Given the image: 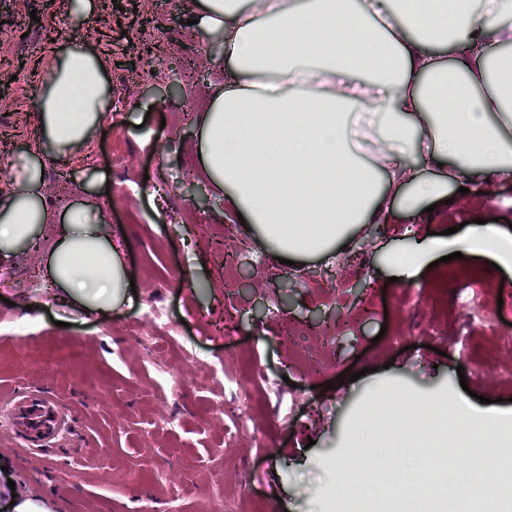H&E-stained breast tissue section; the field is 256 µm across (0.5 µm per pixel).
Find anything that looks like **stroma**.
<instances>
[{
  "instance_id": "stroma-1",
  "label": "stroma",
  "mask_w": 512,
  "mask_h": 512,
  "mask_svg": "<svg viewBox=\"0 0 512 512\" xmlns=\"http://www.w3.org/2000/svg\"><path fill=\"white\" fill-rule=\"evenodd\" d=\"M87 2L81 10L74 0H0V193L25 162L40 164L47 210L36 245L0 263L9 276L0 285V396L21 384L50 392L78 424L59 447L0 455V490L14 486L18 501L47 512H165L172 502L210 512L216 494L224 512H326L323 493L343 494L336 471L374 393L457 404L448 472L466 470L479 435L495 480L497 436L512 433V273L467 253L397 280L391 260L429 230L477 219L507 228L512 180H450L448 203L417 216L390 184L385 223L355 225L345 248L305 257L302 267L279 263L201 168L198 121L227 67L222 45L190 23L195 0H141L154 19L144 29L123 28L101 0ZM76 40L101 55L113 95L130 105L103 113L81 156L64 162L43 149L35 103L56 54ZM146 43L160 57L135 74L118 67ZM32 58L39 74L22 66ZM81 202L102 209L135 283L107 311L57 304L42 273L62 213ZM360 252L364 274L352 263ZM474 269L497 293L462 280ZM228 314L239 331L226 339L215 327ZM17 321L27 335H7ZM288 323L324 356L321 376L284 338ZM487 347L497 360L483 366ZM60 350L71 362L57 360ZM248 366L267 381L249 419L232 394L234 371ZM161 368L196 388L169 401ZM164 417L176 427H158ZM158 470L167 480L155 481ZM132 472L139 483H126Z\"/></svg>"
}]
</instances>
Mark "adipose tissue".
Instances as JSON below:
<instances>
[{
    "label": "adipose tissue",
    "instance_id": "1",
    "mask_svg": "<svg viewBox=\"0 0 512 512\" xmlns=\"http://www.w3.org/2000/svg\"><path fill=\"white\" fill-rule=\"evenodd\" d=\"M202 30L224 33L232 80L201 117V161L246 223L262 228L284 257L317 255L345 240L349 225L376 220L386 196L381 177L395 160L417 154L446 164L447 177L425 180L402 168L405 211L419 213L447 179L512 175V75L494 77L487 34L512 46V0H459L453 17L439 0H196ZM369 29L371 42L347 38L345 22ZM307 31L304 46L289 33ZM463 45L454 68L427 46ZM99 54L74 43L57 55L38 99L43 142L53 155L80 152L112 105ZM363 120L372 156L358 151ZM42 173L25 164L20 184L0 197V258L45 223ZM65 233L47 276L67 300L108 310L127 287L103 223L87 207L67 209ZM480 250L512 268V237L470 225L447 242L431 237L397 253L396 271H420L432 253Z\"/></svg>",
    "mask_w": 512,
    "mask_h": 512
}]
</instances>
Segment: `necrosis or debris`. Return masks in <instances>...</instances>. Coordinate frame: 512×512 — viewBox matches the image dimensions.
I'll return each mask as SVG.
<instances>
[{"label": "necrosis or debris", "instance_id": "1", "mask_svg": "<svg viewBox=\"0 0 512 512\" xmlns=\"http://www.w3.org/2000/svg\"><path fill=\"white\" fill-rule=\"evenodd\" d=\"M372 443L375 448H412L414 468L390 472L377 466L366 449L350 446L341 478L346 495L329 498L330 512H512V435L500 437L504 452L497 481L484 479L482 438L469 444L467 477L456 483L445 464L454 448L452 421L446 408L427 407L415 398L383 409L374 402Z\"/></svg>", "mask_w": 512, "mask_h": 512}]
</instances>
